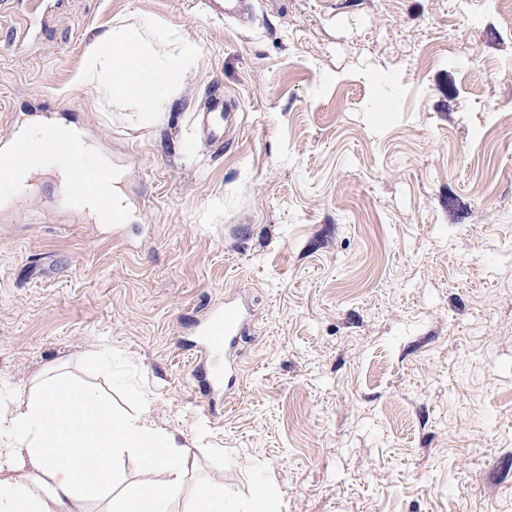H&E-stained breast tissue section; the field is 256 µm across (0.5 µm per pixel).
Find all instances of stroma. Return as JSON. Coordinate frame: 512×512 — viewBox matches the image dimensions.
Returning <instances> with one entry per match:
<instances>
[{"label": "stroma", "mask_w": 512, "mask_h": 512, "mask_svg": "<svg viewBox=\"0 0 512 512\" xmlns=\"http://www.w3.org/2000/svg\"><path fill=\"white\" fill-rule=\"evenodd\" d=\"M45 0L0 12V134L26 104L120 176L121 232L54 174L0 196V384L67 365L280 512H512V0ZM194 40L165 117L79 87L119 19ZM236 98L213 153L197 116ZM251 313L208 410L185 343Z\"/></svg>", "instance_id": "obj_1"}]
</instances>
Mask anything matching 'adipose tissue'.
Listing matches in <instances>:
<instances>
[{"mask_svg":"<svg viewBox=\"0 0 512 512\" xmlns=\"http://www.w3.org/2000/svg\"><path fill=\"white\" fill-rule=\"evenodd\" d=\"M197 55L189 38L120 21L93 37L78 82L133 103L150 125L165 116ZM128 457L151 480L127 483L119 465ZM193 469L175 435L147 411L114 412L72 375L45 371L25 391L0 396V512H93L96 504L100 512H172ZM18 470L24 480L14 479ZM277 501L262 488L243 502L223 482L205 481L183 512H278Z\"/></svg>","mask_w":512,"mask_h":512,"instance_id":"ef3b65f1","label":"adipose tissue"}]
</instances>
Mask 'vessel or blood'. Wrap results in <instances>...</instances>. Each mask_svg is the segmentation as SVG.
Returning a JSON list of instances; mask_svg holds the SVG:
<instances>
[{
    "instance_id": "1",
    "label": "vessel or blood",
    "mask_w": 512,
    "mask_h": 512,
    "mask_svg": "<svg viewBox=\"0 0 512 512\" xmlns=\"http://www.w3.org/2000/svg\"><path fill=\"white\" fill-rule=\"evenodd\" d=\"M241 114L237 101L222 94L212 95L202 119L212 142L229 143L230 132L239 127ZM39 151L68 170L72 187L64 195L66 210L81 213L87 197H95L98 212L107 223L121 227L126 210L118 208L108 186L114 180L110 168L100 166L95 158L70 140L44 133L37 144L14 133L0 136V159L14 171V185H22V173L28 166L31 151ZM250 315L242 302L228 298L214 305L198 325L189 346L194 351L193 372L203 383L204 399L213 407L236 385L242 369L238 346L249 328Z\"/></svg>"
}]
</instances>
